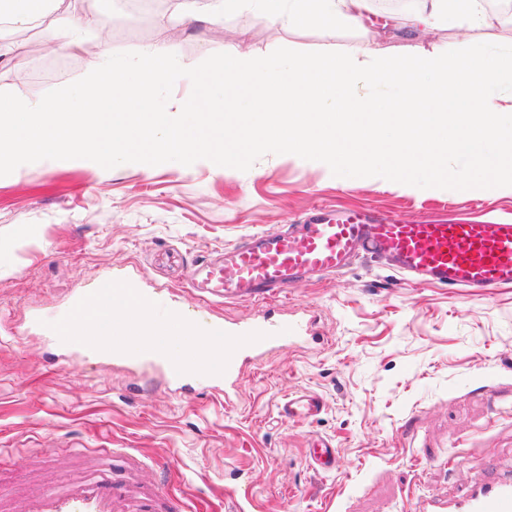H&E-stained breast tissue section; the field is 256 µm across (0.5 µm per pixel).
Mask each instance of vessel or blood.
Here are the masks:
<instances>
[{
  "instance_id": "1",
  "label": "vessel or blood",
  "mask_w": 512,
  "mask_h": 512,
  "mask_svg": "<svg viewBox=\"0 0 512 512\" xmlns=\"http://www.w3.org/2000/svg\"><path fill=\"white\" fill-rule=\"evenodd\" d=\"M386 257L396 269L417 281L465 288L475 298L487 297L501 285H512L511 223L372 222L340 211L318 214L312 222L257 233L225 249L220 260L200 262L191 287L214 303L277 297L307 274L333 275L347 268L355 251ZM104 299L135 309H153L155 299L132 283H115ZM297 323L282 320L275 327L254 322L232 333L222 326L215 337L230 336L224 356L209 372L212 380L233 384L240 374L242 353H263L294 338ZM306 394L288 395L280 404L284 417L302 420L319 409ZM0 512H157L155 497L114 485L111 478L66 480L11 503L0 498ZM448 512H512V479L486 484L450 502Z\"/></svg>"
}]
</instances>
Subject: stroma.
<instances>
[{
	"label": "stroma",
	"instance_id": "obj_1",
	"mask_svg": "<svg viewBox=\"0 0 512 512\" xmlns=\"http://www.w3.org/2000/svg\"><path fill=\"white\" fill-rule=\"evenodd\" d=\"M106 16L102 29L82 33L86 47L103 40L136 52L163 41L185 67L231 50L260 57L374 40L408 55L512 42L507 21L417 34L389 12L360 31L273 32L250 4L184 24L162 12L144 25L117 7ZM85 74L83 51H57L39 30L27 40L0 30V91L38 99ZM320 208L372 220L508 222L512 193L341 181L325 164L285 154L245 172L206 160L109 170L43 160L0 177V494L82 477L102 448L113 452L112 474L131 466L145 489L170 492L162 512H424L427 502L512 475V288L474 299L360 255L277 298H195L189 283L202 260ZM117 281L153 292L198 331L288 317L310 339L242 354L230 392L204 372L179 389L161 368L58 341L74 302ZM298 391L321 408L292 422L277 405ZM324 440L336 450L328 471L311 460Z\"/></svg>",
	"mask_w": 512,
	"mask_h": 512
}]
</instances>
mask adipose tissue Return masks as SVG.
I'll list each match as a JSON object with an SVG mask.
<instances>
[{
  "label": "adipose tissue",
  "instance_id": "obj_1",
  "mask_svg": "<svg viewBox=\"0 0 512 512\" xmlns=\"http://www.w3.org/2000/svg\"><path fill=\"white\" fill-rule=\"evenodd\" d=\"M367 0H255L257 18L272 29L303 23L321 24L334 28L355 29L361 26ZM57 0H0V22L23 27L37 19H49V37L58 48L77 49V32L99 27L103 21L98 10L78 16L56 14ZM490 17L478 0H421L410 15L407 25L418 33L444 25L478 29L488 24ZM125 323L132 342L149 344L155 336H185L188 326L176 321L167 327H157L147 310L127 312Z\"/></svg>",
  "mask_w": 512,
  "mask_h": 512
}]
</instances>
